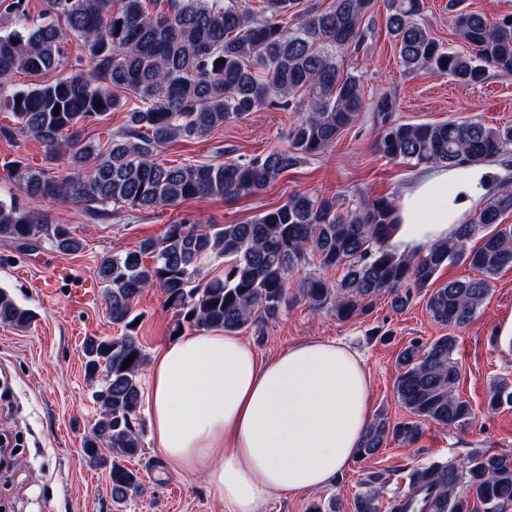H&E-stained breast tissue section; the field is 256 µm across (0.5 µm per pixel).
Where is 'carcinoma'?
<instances>
[{
  "mask_svg": "<svg viewBox=\"0 0 512 512\" xmlns=\"http://www.w3.org/2000/svg\"><path fill=\"white\" fill-rule=\"evenodd\" d=\"M299 0H265L256 15L243 0H48L38 24H28L25 0H14L15 28L0 33V111L14 117L0 137L20 135L41 144L49 159L67 157L66 172L50 175L21 162L12 164L20 194L77 203L93 219L107 207L151 211L193 198L256 194L309 156L333 147L362 112H375L380 125L377 151L391 161L454 168L483 164L512 150V127L479 122L401 123L396 101L382 96L368 103L361 79L343 74L336 52L360 49L361 24L374 0H331L326 8H299ZM388 34L407 74L424 70L476 86L488 68L512 77V14L490 23L476 11L451 15L455 35L467 50L454 51L432 36L421 17L422 0H386ZM83 42L87 61L68 58L69 36ZM45 84L5 93L17 73L46 74ZM134 98L125 125L107 147L81 136L80 129L106 120L122 103L116 91ZM21 103H16V98ZM100 107H95V104ZM60 115H53L55 106ZM264 108L301 112L288 130L287 148L249 159L164 165L161 149L177 140H201ZM512 190L497 189L454 238L410 256L387 245L396 205L389 197L368 198L341 209L335 200L297 193L281 206L240 224H169L158 239L102 258L110 323L123 329L112 338L85 339V376L95 392L99 418L81 448L88 462L108 469L112 502L124 504L141 487L126 462L142 452L140 379L147 354L132 324L137 299L158 288L174 311L172 332L189 326L229 333L277 317L291 292L289 276L316 257L319 267L341 271L336 283L313 274L300 282L298 296L314 310L331 308L351 321L371 313L389 295L396 310L413 298H427L434 320L454 327L471 322L491 282L512 267ZM490 231L475 249L468 240L479 228ZM0 238L31 248L42 238L63 254L82 250L81 239L60 225L49 229L33 213L0 200ZM152 258L146 263L144 256ZM224 260V274L196 280L201 263ZM466 262L479 278L434 287L443 266ZM34 319L0 289V324L28 328ZM456 339L441 336L428 345L412 340L398 354L395 394L413 415L395 422L377 414L364 434L358 461L391 444L409 446L421 424L463 426L475 411L458 391ZM133 363L124 369L126 359ZM512 404V385L492 387L485 409ZM436 492L434 512H509L512 458L474 449L465 466L435 462L413 469ZM382 475L371 473L354 501V512H380Z\"/></svg>",
  "mask_w": 512,
  "mask_h": 512,
  "instance_id": "obj_1",
  "label": "carcinoma"
}]
</instances>
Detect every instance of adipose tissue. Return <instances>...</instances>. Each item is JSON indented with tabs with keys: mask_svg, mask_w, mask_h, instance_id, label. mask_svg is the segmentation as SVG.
Here are the masks:
<instances>
[{
	"mask_svg": "<svg viewBox=\"0 0 512 512\" xmlns=\"http://www.w3.org/2000/svg\"><path fill=\"white\" fill-rule=\"evenodd\" d=\"M484 165L434 168L402 196L388 243L411 252L447 240L490 183ZM146 408L156 447L204 478L224 512H261L275 493L333 484L371 419L362 359L336 341L298 342L264 360L240 336L182 335L155 356Z\"/></svg>",
	"mask_w": 512,
	"mask_h": 512,
	"instance_id": "adipose-tissue-1",
	"label": "adipose tissue"
}]
</instances>
